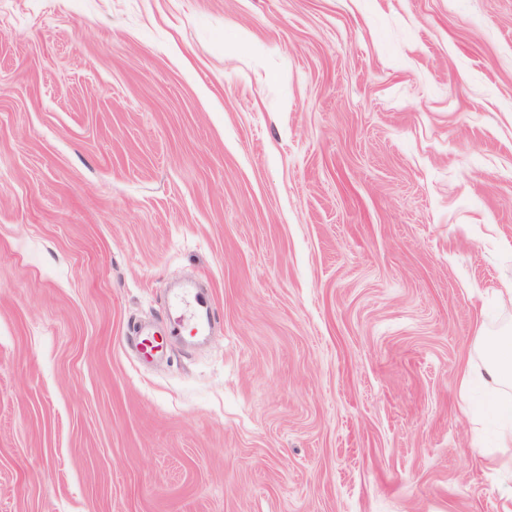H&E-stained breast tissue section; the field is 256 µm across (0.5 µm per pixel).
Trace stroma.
I'll list each match as a JSON object with an SVG mask.
<instances>
[{
	"instance_id": "obj_1",
	"label": "stroma",
	"mask_w": 512,
	"mask_h": 512,
	"mask_svg": "<svg viewBox=\"0 0 512 512\" xmlns=\"http://www.w3.org/2000/svg\"><path fill=\"white\" fill-rule=\"evenodd\" d=\"M511 280L512 0H0V512H504ZM476 342L481 347L484 361L481 367L465 369L458 379L461 396H466L473 386L498 392L512 384V336H490L480 327ZM490 413L499 423V442L504 448L512 446V402L511 398L492 399L488 404Z\"/></svg>"
}]
</instances>
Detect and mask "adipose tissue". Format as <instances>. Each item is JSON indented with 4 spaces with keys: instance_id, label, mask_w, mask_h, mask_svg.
Instances as JSON below:
<instances>
[{
    "instance_id": "ef3b65f1",
    "label": "adipose tissue",
    "mask_w": 512,
    "mask_h": 512,
    "mask_svg": "<svg viewBox=\"0 0 512 512\" xmlns=\"http://www.w3.org/2000/svg\"><path fill=\"white\" fill-rule=\"evenodd\" d=\"M476 342L481 347L482 366L465 369L458 379L460 395H467L474 386L499 392L512 385V336H492L478 331Z\"/></svg>"
}]
</instances>
